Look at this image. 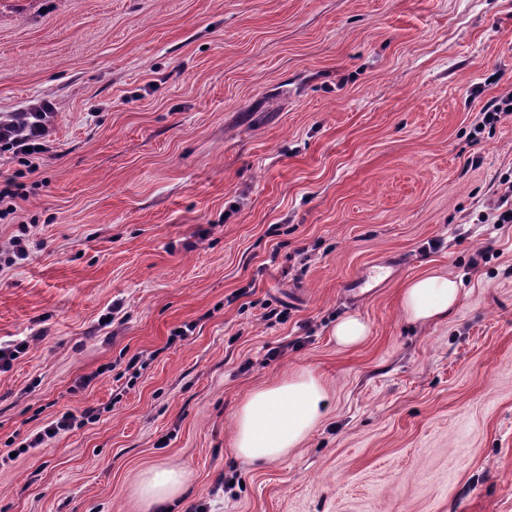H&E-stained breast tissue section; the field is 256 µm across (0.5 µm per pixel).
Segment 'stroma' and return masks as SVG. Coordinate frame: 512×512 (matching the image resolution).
Listing matches in <instances>:
<instances>
[{
  "instance_id": "obj_1",
  "label": "stroma",
  "mask_w": 512,
  "mask_h": 512,
  "mask_svg": "<svg viewBox=\"0 0 512 512\" xmlns=\"http://www.w3.org/2000/svg\"><path fill=\"white\" fill-rule=\"evenodd\" d=\"M506 97L512 0H0V114H52L45 152L0 155V248L31 227L0 267V345L28 343L0 512H140L161 464L168 512H512ZM448 271L457 309L412 325L403 285ZM304 367L307 441L237 459L239 404ZM367 333L366 323L359 316L348 314L336 321L332 336L341 345H352L363 340ZM75 416L71 412H64L56 420L47 424L44 428L32 433L26 439V445L24 448H38L40 445L45 443L49 438H52L60 433V431L69 430L73 424L76 423ZM186 485L185 471L178 468L154 467L143 472L135 484V494L145 512L173 503L180 498Z\"/></svg>"
}]
</instances>
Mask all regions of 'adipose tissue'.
Instances as JSON below:
<instances>
[{"instance_id":"obj_1","label":"adipose tissue","mask_w":512,"mask_h":512,"mask_svg":"<svg viewBox=\"0 0 512 512\" xmlns=\"http://www.w3.org/2000/svg\"><path fill=\"white\" fill-rule=\"evenodd\" d=\"M460 297V285L452 274H426L406 283L400 306L409 322L429 325L447 319ZM326 402L322 379L309 369L254 388L235 414V454L251 464L288 457L321 421ZM185 485L183 470L159 466L140 475L135 494L145 512H154L156 507L180 498Z\"/></svg>"}]
</instances>
